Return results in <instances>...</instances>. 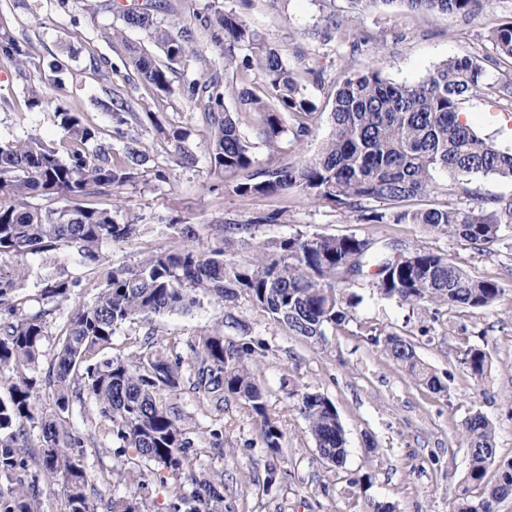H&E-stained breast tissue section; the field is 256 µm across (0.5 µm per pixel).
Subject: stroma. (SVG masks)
<instances>
[{
  "label": "stroma",
  "instance_id": "1",
  "mask_svg": "<svg viewBox=\"0 0 512 512\" xmlns=\"http://www.w3.org/2000/svg\"><path fill=\"white\" fill-rule=\"evenodd\" d=\"M214 1L244 15L297 72L311 69L323 76L321 83L307 86L324 110L312 122V135L299 146L288 137L273 149L257 144L255 157L262 164L295 163L318 152L330 132L326 112L342 67L377 66L391 82L411 84L443 60L475 55L484 59L488 83L512 78V63L493 55L486 34L489 21L512 19V0H491L475 16L417 14L380 4L357 15L349 0H162L193 36L200 55L187 61L185 70L201 80L224 72V58L202 25ZM335 16L348 21L347 36L341 41L326 37ZM119 24L113 0H68L63 9L57 0H0V28L12 32L28 56L21 69L0 58L1 137H59L53 106L27 108L32 89L64 99L104 131L112 130L113 118L100 105L117 89L134 107H146L162 119L159 129L147 122H129L125 140L113 143L119 152L128 145L144 151L148 162L135 179L98 199L101 207L140 218L136 235L103 244L109 266L132 268L152 252L180 247L174 230L178 224L195 225L201 243L207 245L215 225L243 223L275 211L277 223L254 227L255 241L266 243L295 233L352 232L394 240L409 248L442 252L472 277L495 278L504 294L488 311L413 309L381 298L365 279L355 288L362 301L353 321L346 329L329 333L323 343L289 334L247 297L224 304L202 294L190 311L123 324L112 337L109 356L131 359L148 350L182 354L178 386L161 391L159 401L180 407L181 426L199 452L196 475L223 483L224 512H361L368 497L392 503L396 512H448L468 464L461 423L470 413L481 412L494 424L498 460L512 459V233L494 251L482 253L459 238L419 224H360L353 214L298 193L237 196V175L210 164V134L193 104L175 88L151 93L122 63L126 43L155 55L159 47L135 29L126 30L121 43L104 38L105 29ZM56 62L62 63L61 72H53ZM461 109L470 114V125L479 136L512 147V126L503 121L492 92L467 99ZM178 128L188 132L180 142L171 137ZM18 261L11 255L0 257L5 266ZM19 262L25 274L16 300L23 314L39 310L41 277L47 267L65 268L70 277L84 281L96 276L66 246L27 255ZM94 297L92 291L74 289L48 316L39 373L49 370L68 312ZM244 324L251 329L246 337L240 330ZM372 327L413 340L421 361L447 384V395L415 384L371 345L367 336ZM212 335L223 336L228 343H263L249 366L267 394L269 417L283 432L279 454L266 452L244 399L226 397L219 409L208 396L193 390L190 345ZM469 344L490 352L491 376L481 386L462 363ZM292 388L320 392L336 406L347 439L342 466L322 459L288 396ZM69 423L84 440L83 462L96 486L97 512H109L110 501L119 497L140 501L143 512H168L181 485L179 476L168 474L163 482L142 488L145 465L117 455L118 443L104 433L93 402L75 408ZM216 428L222 431L217 438L212 435ZM365 474L371 483L360 499L352 495L348 481Z\"/></svg>",
  "mask_w": 512,
  "mask_h": 512
}]
</instances>
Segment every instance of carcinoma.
I'll return each instance as SVG.
<instances>
[{"instance_id":"obj_1","label":"carcinoma","mask_w":512,"mask_h":512,"mask_svg":"<svg viewBox=\"0 0 512 512\" xmlns=\"http://www.w3.org/2000/svg\"><path fill=\"white\" fill-rule=\"evenodd\" d=\"M377 1L387 6L399 2L422 13H470L477 3L350 0L359 12ZM122 22L146 32L168 60L161 64L152 53L129 46L124 65L148 88L170 91L175 65L197 54L189 46L187 30L178 20L159 18L150 0L123 9ZM204 24L224 53V68L240 73L237 108L231 112L225 106L226 83L217 75L202 83L183 72L180 92L203 113L210 129L211 165L241 174L235 194L250 198L295 191L354 214L360 224H420L458 237L479 252L491 251L512 230V196H486L467 188L481 176L512 182V151L485 141L459 119L460 105L488 88L486 71L476 57H450L410 85L389 81L377 67L343 70L332 99V133L318 153L297 164L262 165L241 131L240 114L252 115L263 143L273 146L288 133L287 115L296 122L294 141L309 136L318 106L280 50L243 16L213 7ZM487 41L499 58L512 60V21L491 23ZM243 49L248 55L240 59ZM0 57L19 67L27 59L6 29L0 30ZM253 69L264 78L258 93L248 86ZM494 95L512 110V79L499 83ZM105 108L117 115L116 139L124 137L121 114L139 118L118 91ZM55 117L57 141L0 137V255L23 257L66 245L76 250L80 263L96 269L104 264L101 245L132 237L139 220L128 215L120 222L93 198L136 178L148 157L127 147L113 158L112 145L103 144L100 129L61 101ZM438 173L450 185L439 186ZM460 194L467 198L464 205L453 202ZM33 195L52 203L32 206L27 198ZM277 217L272 212L245 223L222 224V236L208 248L190 245L160 252L134 269L106 271L101 282L83 284L62 270L51 272L42 279L43 307L33 314L18 313L12 303L23 277L21 265H0V311L7 313L0 319V384L7 385V395L0 396V477L10 482L9 488L0 489V512H37L40 489L27 481L32 463L63 478L66 512H95L90 477L75 452L83 440L66 420L74 406L88 400L96 405L105 433L120 442V452L153 466L154 475L166 471L189 479L191 491L177 492L170 512H224V485L194 476L197 449L180 425L181 411L157 401L161 389L178 384L169 359L150 352L127 360L105 357L116 330L137 317L187 311L200 293L217 301L244 295L291 335L322 343L328 331L342 330L354 319L352 309L361 298L352 288L368 272L377 294L412 308L481 310L503 295L498 280L476 279L439 252L403 249L369 235L296 233L267 244L253 241V227ZM235 240L256 257L239 261L227 254L224 245ZM82 284L98 292L92 302L71 311L58 337L46 376L56 411L41 420L35 452L27 443L26 424L37 419L36 363L46 338V317ZM368 341L414 382L435 393L448 391L407 338L372 328ZM190 348L196 360L193 388L208 394L217 407L227 395L244 398L259 419L267 452L279 454L283 433L269 418L266 392L246 362L253 349L226 344L222 336H206ZM489 359L480 346L464 349L463 364L479 385L488 377ZM297 404L321 456L341 466L346 437L336 406L308 391L297 394ZM461 427L468 471L452 512H495L512 497V461L496 460L495 428L484 414L473 412Z\"/></svg>"}]
</instances>
